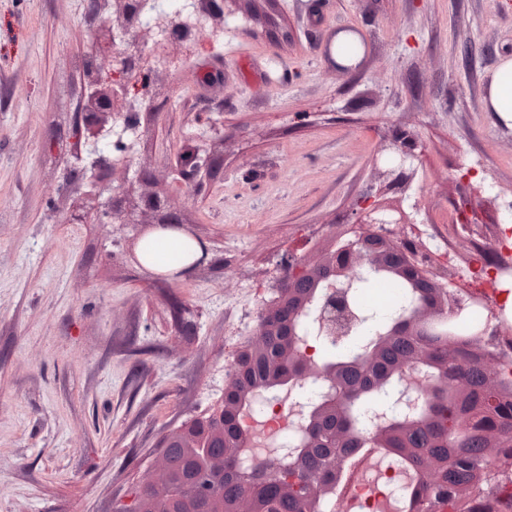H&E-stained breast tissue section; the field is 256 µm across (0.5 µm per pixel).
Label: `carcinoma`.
<instances>
[{"instance_id":"cac0c4a2","label":"carcinoma","mask_w":512,"mask_h":512,"mask_svg":"<svg viewBox=\"0 0 512 512\" xmlns=\"http://www.w3.org/2000/svg\"><path fill=\"white\" fill-rule=\"evenodd\" d=\"M295 291L310 306L323 295L305 279ZM348 297L364 320L347 351H325L311 378L301 351L305 320L270 332L261 349L241 355L237 389L224 395L221 414L198 426L203 435L217 425L223 438L201 439L198 448L175 443L165 456L167 482L159 490L145 485L118 512H136L144 499L156 512H208L215 497L224 512H236L244 496L254 512H326L349 467L375 452L418 479L402 512H512V374L496 336L481 334L479 310H465L454 290L425 281L397 251L387 266L353 274ZM420 309L428 319L411 331L407 317ZM364 330L368 337L357 340ZM411 368L425 380L420 401L396 409L393 392ZM312 379L322 392L304 409L292 452L246 462L241 417L253 394L298 392ZM220 453L233 464L218 479L208 457ZM431 458L442 464L433 483L420 479Z\"/></svg>"}]
</instances>
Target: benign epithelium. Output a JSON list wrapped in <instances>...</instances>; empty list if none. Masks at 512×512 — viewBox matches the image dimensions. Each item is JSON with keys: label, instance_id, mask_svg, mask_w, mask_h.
Masks as SVG:
<instances>
[{"label": "benign epithelium", "instance_id": "benign-epithelium-1", "mask_svg": "<svg viewBox=\"0 0 512 512\" xmlns=\"http://www.w3.org/2000/svg\"><path fill=\"white\" fill-rule=\"evenodd\" d=\"M194 7L201 17V24L194 32H187L186 38L196 44H204L207 33H216L224 29V0H194ZM155 10L151 0H112V14L100 32L96 54L110 58V69L106 72L94 66L87 70V86L80 108L81 122L88 128L86 139L89 180L96 188L102 176L112 170L129 171L133 164L134 147L118 136L111 141L113 154L102 149L103 139L112 136V130L120 124L139 128L137 96L151 97L153 83L165 72L150 68L135 70V60H144L153 55L169 54L170 40L162 38V33L178 25L176 16H157L150 22L143 16ZM133 33V50L121 51L115 48L116 39ZM422 144L416 138H386L380 145L373 166L387 187L408 190L421 162ZM217 163V158L202 144L193 153L180 156L174 170L177 183L193 182L202 188L199 176L209 171ZM128 187L126 183L112 185V194L98 202L91 209L97 224H131L135 227L127 254L137 266H143L139 257V243L149 234L163 230H179L192 235L188 225L168 212L166 201L156 194L140 197L139 208L153 214L152 220L141 221L127 205ZM355 224H371L375 230L354 232V239L340 245L326 269L317 272L297 257H288L290 275L287 280L276 284L275 302L268 304L258 317L255 336L261 337L271 324L280 321L288 313V292L292 291L297 280L320 278L327 288L318 311L312 335L324 336L329 340H339L349 335L356 315L350 309L346 289L349 288L350 273L358 270L365 261L373 259L363 249L365 239L379 242L378 248L395 246L384 233L386 224H407L408 216L399 207L386 204L370 192L364 193L352 210ZM200 252L187 265L170 272H155L158 282H167L188 276L204 265L208 247L200 237H195Z\"/></svg>", "mask_w": 512, "mask_h": 512}]
</instances>
